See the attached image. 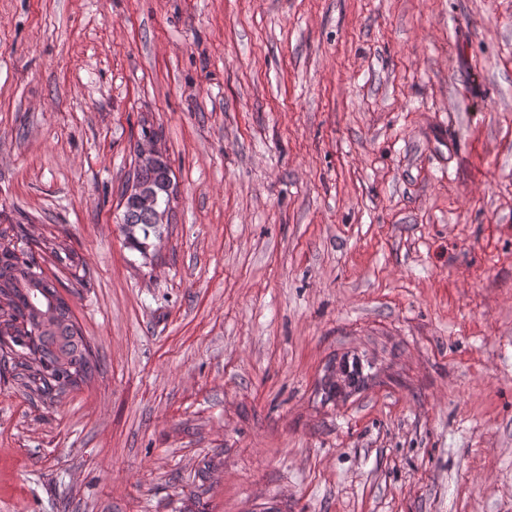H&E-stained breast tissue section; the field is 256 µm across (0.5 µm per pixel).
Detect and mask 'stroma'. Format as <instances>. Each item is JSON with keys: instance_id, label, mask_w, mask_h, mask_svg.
Wrapping results in <instances>:
<instances>
[{"instance_id": "1", "label": "stroma", "mask_w": 512, "mask_h": 512, "mask_svg": "<svg viewBox=\"0 0 512 512\" xmlns=\"http://www.w3.org/2000/svg\"><path fill=\"white\" fill-rule=\"evenodd\" d=\"M0 223L98 366L0 370V512H512V0H0ZM158 158L163 159L150 165L136 167L134 175L141 184L145 185L155 194L157 207L166 210L172 201L169 190L172 189V184H174L169 158H166V153L157 139L152 140L148 144L141 145L136 152V160L140 164ZM140 183L131 180L126 188V199L124 198V192L121 194L124 208L121 232L129 247L147 258L151 248H153V251L156 250L157 244L153 239L160 241L163 233L162 229H164V226H169V224H166L169 213L168 211L161 212L159 210L156 213L159 224H156L153 213L145 211L130 202V199H132L143 208H154L153 196ZM41 250L49 253L50 257L55 260L59 265L69 269L74 277H77V272L82 268L83 260L69 245L63 241H49L43 244Z\"/></svg>"}]
</instances>
